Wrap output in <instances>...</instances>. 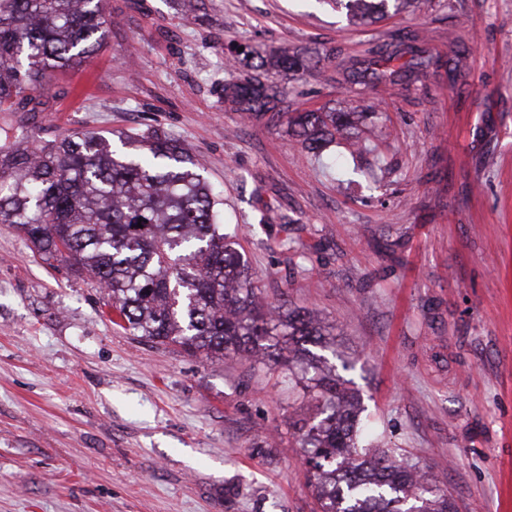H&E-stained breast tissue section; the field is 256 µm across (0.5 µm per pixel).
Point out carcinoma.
<instances>
[{
  "label": "carcinoma",
  "instance_id": "cac0c4a2",
  "mask_svg": "<svg viewBox=\"0 0 512 512\" xmlns=\"http://www.w3.org/2000/svg\"><path fill=\"white\" fill-rule=\"evenodd\" d=\"M346 18L383 16L388 6L420 0H330ZM107 0H0V112H33L52 76L81 65L106 37ZM270 66L299 72L307 59L276 57ZM410 64L352 78L350 112L298 113L294 131L320 152L337 131L373 112L366 88L413 82ZM279 87L246 74L224 84L234 112H261ZM112 149L99 132L37 141L0 142V223L12 224L43 256H58L88 274L109 311L152 343L208 358L269 357L284 352L312 361L307 388L316 414L298 427L321 512H458L452 494L435 488L400 455L367 449L359 398L320 367L310 347L329 346L333 327L310 312H283L256 298L248 261L224 233L220 199L186 149L155 132Z\"/></svg>",
  "mask_w": 512,
  "mask_h": 512
}]
</instances>
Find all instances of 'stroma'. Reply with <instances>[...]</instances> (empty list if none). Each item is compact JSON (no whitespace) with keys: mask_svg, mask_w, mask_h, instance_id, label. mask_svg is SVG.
I'll list each match as a JSON object with an SVG mask.
<instances>
[{"mask_svg":"<svg viewBox=\"0 0 512 512\" xmlns=\"http://www.w3.org/2000/svg\"><path fill=\"white\" fill-rule=\"evenodd\" d=\"M194 2L108 0L101 51L0 129L178 140L259 296L334 326L326 366L360 389L375 434L459 512H512V0H423L365 25L326 0ZM408 31L434 61L428 93L370 89L365 151L307 150L289 114L349 109L342 64ZM278 50L310 67L268 74L275 109L225 108V82ZM104 302L0 224V512H316L299 363L154 344Z\"/></svg>","mask_w":512,"mask_h":512,"instance_id":"stroma-1","label":"stroma"}]
</instances>
